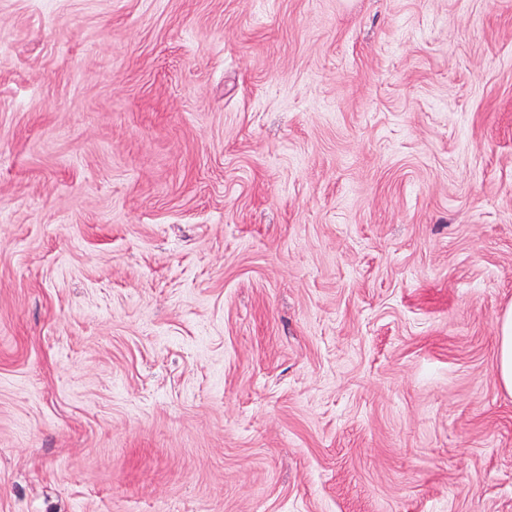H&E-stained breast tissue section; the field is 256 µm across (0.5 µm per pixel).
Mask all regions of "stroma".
I'll return each instance as SVG.
<instances>
[{
  "label": "stroma",
  "instance_id": "stroma-1",
  "mask_svg": "<svg viewBox=\"0 0 512 512\" xmlns=\"http://www.w3.org/2000/svg\"><path fill=\"white\" fill-rule=\"evenodd\" d=\"M512 0H0V512H512ZM496 345L497 378L500 386L512 395V306L499 319Z\"/></svg>",
  "mask_w": 512,
  "mask_h": 512
}]
</instances>
